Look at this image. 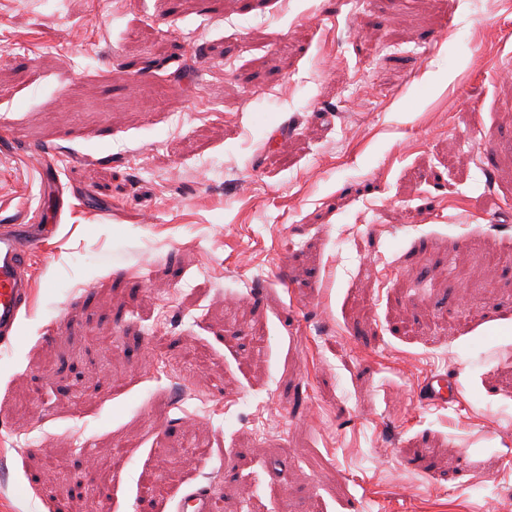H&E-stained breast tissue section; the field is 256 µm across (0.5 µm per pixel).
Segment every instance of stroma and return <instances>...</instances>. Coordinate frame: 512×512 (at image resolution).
I'll list each match as a JSON object with an SVG mask.
<instances>
[{"label": "stroma", "instance_id": "obj_1", "mask_svg": "<svg viewBox=\"0 0 512 512\" xmlns=\"http://www.w3.org/2000/svg\"><path fill=\"white\" fill-rule=\"evenodd\" d=\"M1 224L0 512H512V0H0ZM38 249L27 224L0 225V344L15 335L23 307L27 304L33 277L28 263ZM420 400L426 406L444 408L450 402L459 399V391L456 385L448 379L447 374L431 373L418 390Z\"/></svg>", "mask_w": 512, "mask_h": 512}]
</instances>
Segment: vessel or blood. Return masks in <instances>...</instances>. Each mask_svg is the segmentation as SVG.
Instances as JSON below:
<instances>
[{
    "instance_id": "vessel-or-blood-1",
    "label": "vessel or blood",
    "mask_w": 512,
    "mask_h": 512,
    "mask_svg": "<svg viewBox=\"0 0 512 512\" xmlns=\"http://www.w3.org/2000/svg\"><path fill=\"white\" fill-rule=\"evenodd\" d=\"M37 241L23 224L0 225V344L15 335L23 307L27 304L33 278L28 270ZM420 400L428 406L447 407L457 401L459 391L442 373H431L418 390Z\"/></svg>"
}]
</instances>
